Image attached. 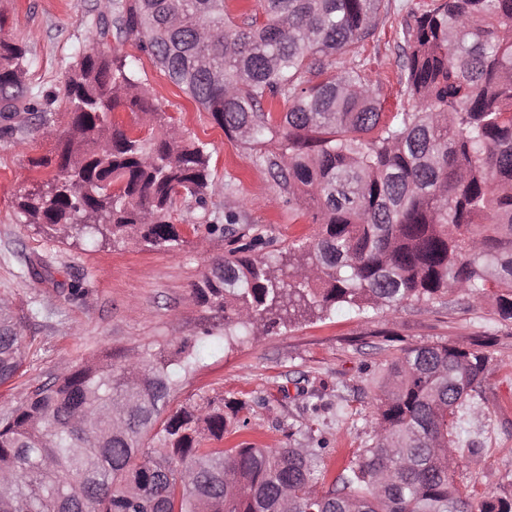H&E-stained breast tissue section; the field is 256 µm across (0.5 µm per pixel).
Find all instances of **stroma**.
I'll list each match as a JSON object with an SVG mask.
<instances>
[{"instance_id": "obj_1", "label": "stroma", "mask_w": 512, "mask_h": 512, "mask_svg": "<svg viewBox=\"0 0 512 512\" xmlns=\"http://www.w3.org/2000/svg\"><path fill=\"white\" fill-rule=\"evenodd\" d=\"M425 2L384 0L375 35L357 48V60L380 88L383 112L408 103L398 77L397 42L409 9ZM0 11L9 37L27 50V84L41 94H61L66 64L97 34L99 0H0ZM105 43L125 57L180 132L206 144L213 191L205 207L191 199L178 203L173 221L185 228L186 243L176 253L94 244L73 233L50 236L24 223L14 200L20 190L50 177L40 161L54 156L63 127L52 124L46 134L31 117L13 137L0 136V301L13 311L24 340L19 374L0 385V412L81 360L108 352L120 364L131 351H171L184 340L200 362L183 380L178 400L221 395L246 404L249 426L226 436L225 447L304 444L313 426L329 442L325 464L335 475L371 442L375 382L387 360L420 345L482 341L488 372L471 400L464 437L469 452L455 478L476 496L490 487L512 493V322L502 320L493 304L455 293L394 311L343 309L223 342V313L201 303L194 285L215 260L229 249L250 248L254 237L265 240L267 251L284 252L310 239L317 227L304 210L284 204L254 152L227 137L140 51L135 38L111 34ZM230 211L236 215L232 232H207V225L224 223ZM45 268L51 271L46 281L37 276ZM313 393L322 406L315 421L303 409Z\"/></svg>"}]
</instances>
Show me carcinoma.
<instances>
[{
	"label": "carcinoma",
	"mask_w": 512,
	"mask_h": 512,
	"mask_svg": "<svg viewBox=\"0 0 512 512\" xmlns=\"http://www.w3.org/2000/svg\"><path fill=\"white\" fill-rule=\"evenodd\" d=\"M383 0H111L98 41L65 67L63 98L25 82L27 51L0 13V134L20 113H66L56 173L15 198L26 224L176 250L180 197L211 191L205 144L182 136L126 60L135 36L167 78L260 160L314 239L288 254L231 252L195 285L224 312V340L340 307L394 309L455 290L512 320V0H430L402 29L399 80L412 108L387 116L359 66L338 65L377 26ZM120 107L147 135L125 128ZM138 352L71 367L0 414V512H512L455 482L489 355L406 350L377 380L372 443L332 480L313 448H213L248 426L222 397L173 405L196 365ZM23 336L0 305V385Z\"/></svg>",
	"instance_id": "cac0c4a2"
}]
</instances>
